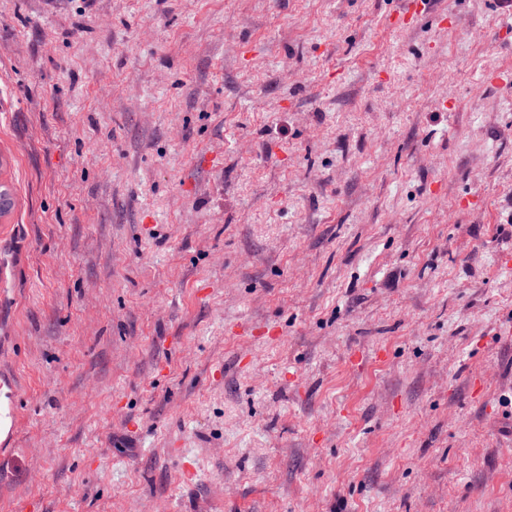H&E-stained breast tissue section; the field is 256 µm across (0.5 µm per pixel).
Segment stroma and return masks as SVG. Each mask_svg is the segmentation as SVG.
Returning a JSON list of instances; mask_svg holds the SVG:
<instances>
[{"label":"stroma","mask_w":512,"mask_h":512,"mask_svg":"<svg viewBox=\"0 0 512 512\" xmlns=\"http://www.w3.org/2000/svg\"><path fill=\"white\" fill-rule=\"evenodd\" d=\"M0 0V512H512V6Z\"/></svg>","instance_id":"35a3bbf8"}]
</instances>
